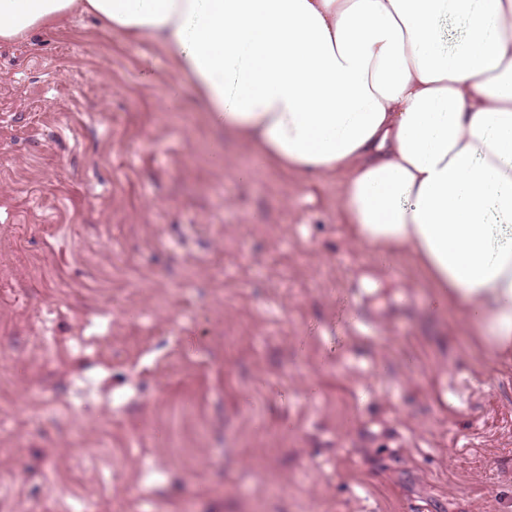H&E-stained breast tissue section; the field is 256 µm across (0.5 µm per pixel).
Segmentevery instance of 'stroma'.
<instances>
[{
  "label": "stroma",
  "instance_id": "35a3bbf8",
  "mask_svg": "<svg viewBox=\"0 0 512 512\" xmlns=\"http://www.w3.org/2000/svg\"><path fill=\"white\" fill-rule=\"evenodd\" d=\"M177 76L86 13L0 43V512H512V363Z\"/></svg>",
  "mask_w": 512,
  "mask_h": 512
}]
</instances>
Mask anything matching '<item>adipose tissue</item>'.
<instances>
[{"label": "adipose tissue", "instance_id": "1", "mask_svg": "<svg viewBox=\"0 0 512 512\" xmlns=\"http://www.w3.org/2000/svg\"><path fill=\"white\" fill-rule=\"evenodd\" d=\"M78 11L170 52L210 131L341 175L351 239L512 362V0H0V41Z\"/></svg>", "mask_w": 512, "mask_h": 512}]
</instances>
